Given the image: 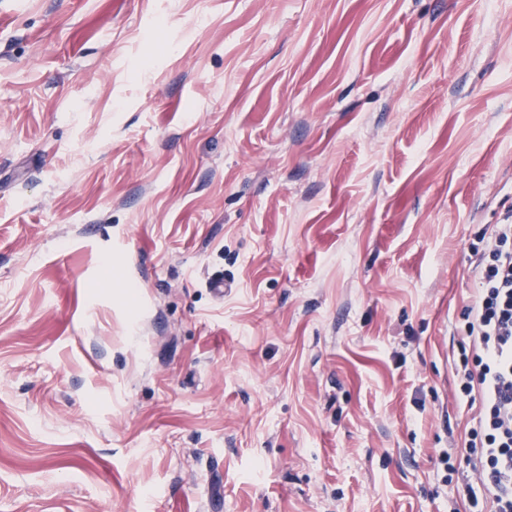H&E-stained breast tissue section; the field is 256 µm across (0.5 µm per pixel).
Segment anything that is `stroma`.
Masks as SVG:
<instances>
[{
  "mask_svg": "<svg viewBox=\"0 0 512 512\" xmlns=\"http://www.w3.org/2000/svg\"><path fill=\"white\" fill-rule=\"evenodd\" d=\"M511 215L512 0H0V512H470Z\"/></svg>",
  "mask_w": 512,
  "mask_h": 512,
  "instance_id": "stroma-1",
  "label": "stroma"
}]
</instances>
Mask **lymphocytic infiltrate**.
I'll return each mask as SVG.
<instances>
[{"label": "lymphocytic infiltrate", "instance_id": "obj_1", "mask_svg": "<svg viewBox=\"0 0 512 512\" xmlns=\"http://www.w3.org/2000/svg\"><path fill=\"white\" fill-rule=\"evenodd\" d=\"M477 294L465 311L474 355L456 375L481 411L467 448L474 482L464 485L475 512H512V224L493 225L476 255Z\"/></svg>", "mask_w": 512, "mask_h": 512}]
</instances>
